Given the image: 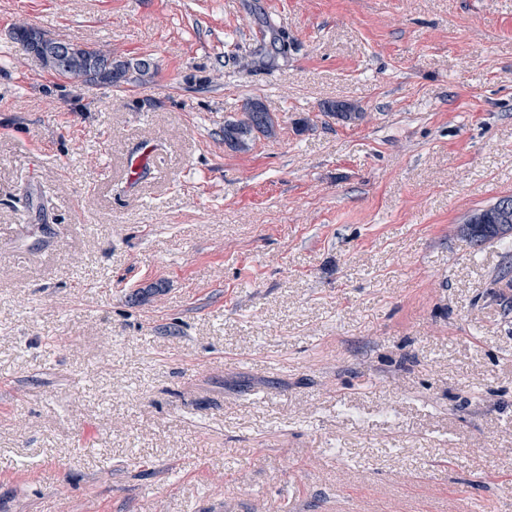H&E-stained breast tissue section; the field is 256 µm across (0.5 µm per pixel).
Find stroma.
<instances>
[{"instance_id": "stroma-1", "label": "stroma", "mask_w": 512, "mask_h": 512, "mask_svg": "<svg viewBox=\"0 0 512 512\" xmlns=\"http://www.w3.org/2000/svg\"><path fill=\"white\" fill-rule=\"evenodd\" d=\"M505 195L512 0H0V512H512ZM79 51L69 57L67 64L62 62L60 69L43 57L42 65L65 78H76L72 73L84 75V82L105 84L115 88L146 82L155 73V65H145L142 61L147 58L120 60L112 58L111 54L95 47L78 45ZM259 99H250L243 106L240 119L224 123V144L236 152L250 151L260 136L273 138L277 135V121L270 112H263ZM265 107V106H264ZM464 224V232L477 244L489 237L512 234V195L471 213Z\"/></svg>"}]
</instances>
